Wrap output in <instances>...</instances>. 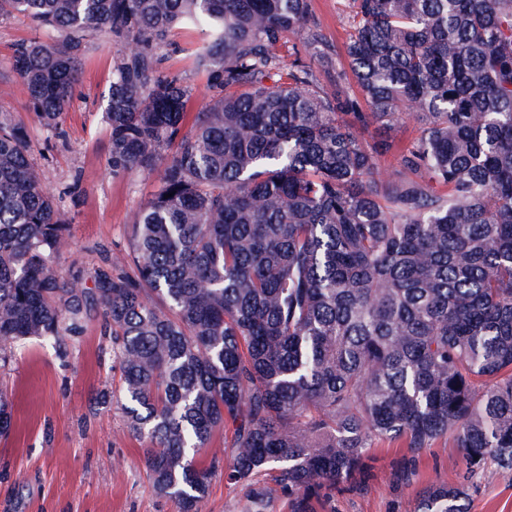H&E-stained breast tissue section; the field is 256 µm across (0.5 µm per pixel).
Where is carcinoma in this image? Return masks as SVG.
<instances>
[{
  "instance_id": "1",
  "label": "carcinoma",
  "mask_w": 512,
  "mask_h": 512,
  "mask_svg": "<svg viewBox=\"0 0 512 512\" xmlns=\"http://www.w3.org/2000/svg\"><path fill=\"white\" fill-rule=\"evenodd\" d=\"M352 2L342 68L310 0H0L47 33L11 69L50 132L88 37L121 45L112 172L160 170L87 288L54 267L68 225L0 113V367L21 340L60 347L101 318L128 431L181 512H198L219 431L258 510L281 494L312 512L365 479L380 441L407 448L405 481L447 437L466 470L512 475V0ZM181 28L203 34L182 51L210 93L191 123L193 88L160 71ZM416 512H469L468 489L431 483Z\"/></svg>"
}]
</instances>
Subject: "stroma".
<instances>
[{
  "mask_svg": "<svg viewBox=\"0 0 512 512\" xmlns=\"http://www.w3.org/2000/svg\"><path fill=\"white\" fill-rule=\"evenodd\" d=\"M319 29L335 49L350 30L351 0H311ZM37 32L20 15L0 18V79L11 94L0 106L29 135L43 186L69 226L71 245L56 268L90 273L105 257L124 252L128 226L155 190L151 174L117 176L109 164L104 108L112 85L117 43L104 34L83 56L73 102L57 133L35 121L23 80L10 67L14 45ZM161 69L194 89L191 112L202 110L206 77L185 54L167 49ZM0 388L13 401V427L0 437V512H180L157 495L142 453L120 409L123 380L98 319L84 322L65 347L38 340L17 345L0 369ZM406 450L398 442L371 448L373 476L356 489L336 488L314 502L315 512H414L418 491L433 480L464 482L465 467L452 440L441 439L417 457L405 483L394 475ZM469 484L470 512H512V480L486 465ZM199 512H253L248 488L215 469Z\"/></svg>",
  "mask_w": 512,
  "mask_h": 512,
  "instance_id": "1",
  "label": "stroma"
}]
</instances>
